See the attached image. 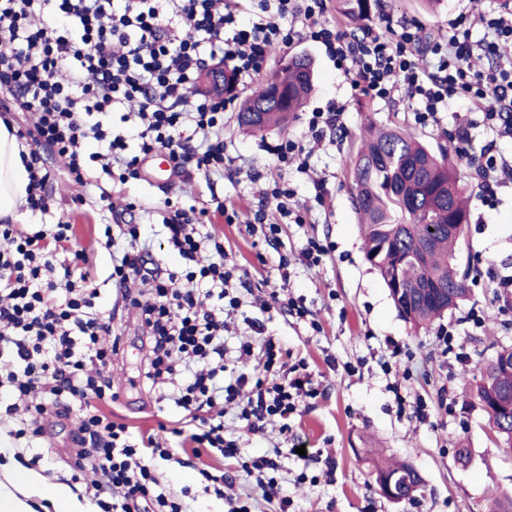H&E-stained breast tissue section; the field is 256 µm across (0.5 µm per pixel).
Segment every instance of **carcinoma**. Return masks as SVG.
Returning <instances> with one entry per match:
<instances>
[{"mask_svg":"<svg viewBox=\"0 0 512 512\" xmlns=\"http://www.w3.org/2000/svg\"><path fill=\"white\" fill-rule=\"evenodd\" d=\"M381 0H338V11L352 22L367 19ZM315 89L310 59L290 57L273 77L247 97L241 123L255 132L283 125L299 111ZM269 101L259 120L252 114ZM456 150L440 145L433 151L396 124H368L353 160V206L359 215L365 258L384 283L398 281L404 294L425 284L435 294L406 307L394 299L401 316L423 327L456 308L469 292L456 264L462 239L448 232L450 224H468L467 198L454 163ZM480 379L472 395L486 413L489 428L512 451V347H500L495 358L478 366ZM396 475L406 489L418 492L420 474L405 463H380L376 482Z\"/></svg>","mask_w":512,"mask_h":512,"instance_id":"1","label":"carcinoma"}]
</instances>
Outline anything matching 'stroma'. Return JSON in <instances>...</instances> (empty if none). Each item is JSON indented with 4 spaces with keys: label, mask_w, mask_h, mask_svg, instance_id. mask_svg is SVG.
<instances>
[{
    "label": "stroma",
    "mask_w": 512,
    "mask_h": 512,
    "mask_svg": "<svg viewBox=\"0 0 512 512\" xmlns=\"http://www.w3.org/2000/svg\"><path fill=\"white\" fill-rule=\"evenodd\" d=\"M336 6L337 0H328L326 15L351 36L370 29L389 38L399 24L412 23L428 36L440 38L447 34L449 21L465 12L475 21L472 37L477 40L484 34L480 17L502 11L503 0H436L430 8L420 0H382L381 11L359 26L340 18ZM296 55L314 62V95L288 127L254 134L238 121V103L249 91L236 89L237 102L224 113L225 154L230 163L223 176L207 179L195 173L164 186L131 178L113 184L112 193L134 203L129 218L144 225L156 262L167 270L184 264L162 233L170 204L206 208L216 197L245 216L257 208L276 181L283 180L294 191L293 205L307 209L306 223L287 224L275 206H268V222L279 226L272 241L249 233L245 225L225 223L218 215L211 218L213 230L224 240L229 263L235 264L237 275L249 285L241 292L242 304L224 335L225 363L236 360L242 337L251 335L250 324L256 321L281 347L305 358L320 385V395L302 406L288 434H280L277 425L270 424L263 432L242 435L233 414L224 417V435L238 440L242 457H275L278 484L292 499L295 512H487L494 490H512V452L494 436L477 400L467 392L474 382L475 366L487 363L499 346H512V299L500 298L493 276L502 265H512V184L501 189L496 209L481 205L471 157L479 153L487 137L479 129L467 142L457 136L461 125L477 118L474 106L456 103L442 122L417 124L413 104L403 93L386 101L353 93L343 70L323 48L306 40L275 47L262 64L261 77H268L280 59ZM331 101L346 103L347 110L340 127L327 131L315 146L310 158L312 175L292 167L280 169L275 146L287 138L302 139L308 112L325 109ZM370 120L400 124L429 145L448 141L458 150V173L470 211L459 261L469 269L471 292L456 309L425 329H414L399 314L388 288L365 258L352 203L349 163L361 129ZM40 152L53 174L54 209L49 216L25 213L24 221L48 224L60 217L72 224L74 239L97 275L99 306L105 311L115 309L116 293L109 279L111 251L98 241L100 225L111 223L112 217L103 209L98 189H82L70 182L53 148L44 145ZM312 239L327 245L329 252L320 265L309 267L303 251ZM283 254L288 257L291 291L315 313L318 329L260 308L273 287L282 283L278 262ZM473 309L485 317L484 327L477 331L465 321ZM117 311L114 331L122 338V351L112 363V384L119 393L111 407L113 418L142 431L161 422L170 428L179 426L183 411L157 401L155 393L137 379V309ZM450 325L468 355L465 361L443 356L437 345L439 328ZM391 340L402 346L410 377L383 372L381 362ZM348 363L357 365L356 373L345 371ZM395 384L400 387L396 393L391 390ZM443 386L453 405L440 403L437 391ZM400 395L406 398L407 407L398 406ZM419 399L428 404V417L423 421L412 409ZM75 428L71 421L48 424L38 441L49 460L36 465L34 472L43 476L47 488L59 487L61 479L72 474L70 445ZM462 444L471 453L464 466L455 461V450ZM301 446L306 449L302 455L297 452ZM384 457L409 463L419 471L424 485L415 500L397 503L381 494L374 465ZM161 472L170 490L189 489L192 512H227L224 499L204 490L196 468L169 461L162 463ZM302 473L308 475V482H298Z\"/></svg>",
    "instance_id": "stroma-1"
}]
</instances>
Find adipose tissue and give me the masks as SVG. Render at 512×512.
<instances>
[{"instance_id": "adipose-tissue-1", "label": "adipose tissue", "mask_w": 512, "mask_h": 512, "mask_svg": "<svg viewBox=\"0 0 512 512\" xmlns=\"http://www.w3.org/2000/svg\"><path fill=\"white\" fill-rule=\"evenodd\" d=\"M24 149L15 128L0 121V218H23L20 206L29 185V172L21 158ZM41 491L37 475H7L0 483V512H28V498Z\"/></svg>"}]
</instances>
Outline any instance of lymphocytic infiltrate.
Returning a JSON list of instances; mask_svg holds the SVG:
<instances>
[{
	"instance_id": "obj_1",
	"label": "lymphocytic infiltrate",
	"mask_w": 512,
	"mask_h": 512,
	"mask_svg": "<svg viewBox=\"0 0 512 512\" xmlns=\"http://www.w3.org/2000/svg\"><path fill=\"white\" fill-rule=\"evenodd\" d=\"M244 0H0V89L33 113L40 140L64 157L70 179L91 183L90 166L112 175L121 167L139 174L143 156L167 150L178 174L224 169L227 98L194 87L207 63L221 60L236 81L253 79L269 48L305 38L338 65H351V84L373 97L403 88L415 102L414 119L438 123L449 102L477 104L492 141L473 167L483 206L498 202L512 183V159L496 144L512 141V12L487 19L493 39L475 42L466 15L448 27L447 42L431 41L419 28L401 25L392 38L367 33L347 39L326 17L327 0H259L251 27L238 23ZM496 59L495 68L472 70L474 52ZM434 64L423 67L419 54ZM137 102L140 152L129 155L123 134L96 121ZM98 151H88V144ZM24 163L30 173L25 206L48 213L51 173L37 150ZM100 200L116 218L105 225L106 245L123 240L111 279L123 302L140 311L146 354L143 384L171 386L170 397L189 417L190 430L166 424L133 432L104 412L112 390L107 343L112 315L96 307L99 290L68 224L21 230L0 224V414L17 417L9 433L17 447H31L43 420L75 419L73 480L94 475L86 493L98 512H184L159 488L157 460H171L167 436L187 437L194 457L239 459L236 441L224 437V407L240 403L249 433L279 417L290 422L318 389L305 359H292L273 337H263L253 373L224 375L225 308H237L234 277L224 245L202 222L206 209H176L166 221L167 241L189 265L165 272L141 239V228L118 220L109 191Z\"/></svg>"
}]
</instances>
